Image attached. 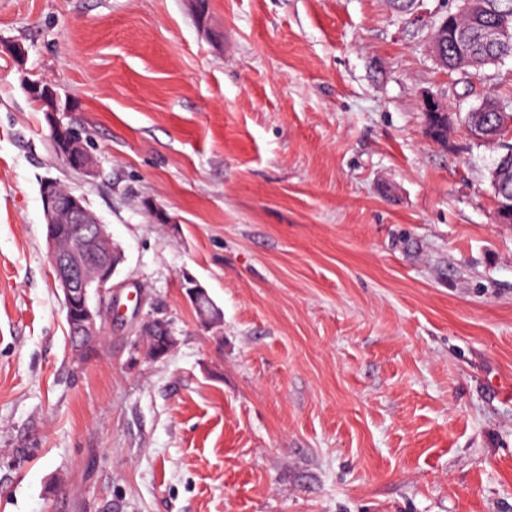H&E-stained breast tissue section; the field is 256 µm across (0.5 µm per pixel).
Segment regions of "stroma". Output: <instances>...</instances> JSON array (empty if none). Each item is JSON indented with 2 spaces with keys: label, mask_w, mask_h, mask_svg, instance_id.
I'll use <instances>...</instances> for the list:
<instances>
[{
  "label": "stroma",
  "mask_w": 512,
  "mask_h": 512,
  "mask_svg": "<svg viewBox=\"0 0 512 512\" xmlns=\"http://www.w3.org/2000/svg\"><path fill=\"white\" fill-rule=\"evenodd\" d=\"M455 0H0V512H512V224L440 69ZM54 83L95 171L59 161ZM123 254L77 358L40 185ZM191 272L222 312L200 327ZM177 344L144 351L147 316ZM181 287H186L184 296L186 300L194 307L199 308L200 321L199 323L211 330L221 322V312L217 318H212L208 311L202 307V301L208 299L206 289L192 276L188 271L184 270L181 273ZM149 321H154L165 328L163 331L160 347L159 348H156L155 346L148 347L146 344V350H145V354L147 357H149L151 359H160V358L165 357L172 350V348H174V346L176 345V338H175L171 328L169 327L168 322L166 320H164L163 318L152 317V318H149V320L147 322H149ZM146 323L144 324V336H146V332H145Z\"/></svg>",
  "instance_id": "35a3bbf8"
}]
</instances>
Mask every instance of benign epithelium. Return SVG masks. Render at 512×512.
<instances>
[{
	"label": "benign epithelium",
	"instance_id": "benign-epithelium-1",
	"mask_svg": "<svg viewBox=\"0 0 512 512\" xmlns=\"http://www.w3.org/2000/svg\"><path fill=\"white\" fill-rule=\"evenodd\" d=\"M424 106L439 113L441 122L450 124L452 112L438 96L429 94ZM504 111L491 101L471 110L463 118V124L472 139L485 143L501 137L512 138V119L495 126L490 122L488 110ZM68 166L72 169L91 174L94 162L85 148L79 133L73 128L64 131ZM41 197L46 219V237L50 263L55 281L63 294V309L71 335L79 337L83 348L97 346L104 335L101 322L102 310L91 303L92 296L100 298L112 292V278L122 258L114 246L112 237L93 211L85 204L83 197L71 194L60 197L57 183L45 181L41 188ZM181 286L185 287L184 296L194 307L199 308L200 324L211 330L221 322V318H212L202 308V302L208 299L206 289L188 271L181 273ZM152 321L164 327L160 347H148L147 357L160 359L165 357L176 345V338L166 320L152 318Z\"/></svg>",
	"mask_w": 512,
	"mask_h": 512
}]
</instances>
